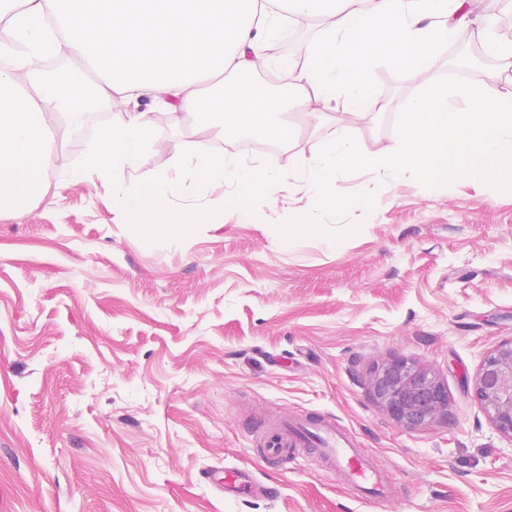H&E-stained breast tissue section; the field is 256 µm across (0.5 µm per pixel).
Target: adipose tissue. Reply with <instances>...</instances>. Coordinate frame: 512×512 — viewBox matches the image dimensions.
Instances as JSON below:
<instances>
[{"label": "adipose tissue", "instance_id": "adipose-tissue-1", "mask_svg": "<svg viewBox=\"0 0 512 512\" xmlns=\"http://www.w3.org/2000/svg\"><path fill=\"white\" fill-rule=\"evenodd\" d=\"M58 0H0V54L23 46L15 70L0 69V213L19 211L41 197L53 162L50 122L68 126L91 102L147 96L172 112L197 116L215 135L250 131L290 146L293 110L316 122L337 113L336 128L300 176L312 201L354 202L346 186L351 168L394 173L408 167L426 180L497 179L512 183V96L494 83L464 90L432 88L407 106L398 141L383 152L361 149L344 115L362 105L389 108L378 97L367 67L375 59L423 69L444 54L457 25L467 22L473 0H91L64 22L49 23ZM322 19L306 63L285 62L286 98L249 90L204 94L203 81L270 67L266 42L282 21ZM66 52L97 79L93 96L81 84L47 77L42 63ZM151 120L133 112L107 127L98 148L62 174L69 181L94 171L112 184V203L145 218L163 235L182 232L193 219L173 206V181L156 180L148 193L132 188L148 163ZM201 184L223 182L258 188L270 207L279 201L281 173L227 155L214 162L197 155Z\"/></svg>", "mask_w": 512, "mask_h": 512}]
</instances>
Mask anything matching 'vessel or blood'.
I'll use <instances>...</instances> for the list:
<instances>
[{"label":"vessel or blood","instance_id":"obj_1","mask_svg":"<svg viewBox=\"0 0 512 512\" xmlns=\"http://www.w3.org/2000/svg\"><path fill=\"white\" fill-rule=\"evenodd\" d=\"M290 448H309L325 463L338 479L356 493L360 501H375L390 497L391 482L383 470L363 450L355 438L338 425L335 419H303L288 416L270 428L262 441L265 459H280ZM217 484L221 492L235 494L248 491L257 496L267 490L253 481L242 469H224Z\"/></svg>","mask_w":512,"mask_h":512}]
</instances>
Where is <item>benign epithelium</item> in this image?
Listing matches in <instances>:
<instances>
[{"label":"benign epithelium","instance_id":"7a95c632","mask_svg":"<svg viewBox=\"0 0 512 512\" xmlns=\"http://www.w3.org/2000/svg\"><path fill=\"white\" fill-rule=\"evenodd\" d=\"M370 386L377 402L400 427L423 429L448 418V389L427 366L393 359L374 371ZM472 393L494 429L512 442V339L484 357Z\"/></svg>","mask_w":512,"mask_h":512}]
</instances>
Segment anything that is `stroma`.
<instances>
[{
	"label": "stroma",
	"mask_w": 512,
	"mask_h": 512,
	"mask_svg": "<svg viewBox=\"0 0 512 512\" xmlns=\"http://www.w3.org/2000/svg\"><path fill=\"white\" fill-rule=\"evenodd\" d=\"M375 61L385 112L359 109L352 138L378 152L398 139L407 103L435 81L512 89L501 59L448 77ZM150 113L152 151L135 180L177 182L217 221L180 242L112 207L95 175L60 185L89 155L84 135L55 153L44 198L0 215V512H512V442L467 393L484 355L512 338V187L427 182L411 170L350 171L354 206L308 205L292 179L332 131L289 121L293 148L270 154L174 118L149 99L115 102L112 124ZM287 173L276 208L225 184L199 187L179 164L198 142ZM323 234L279 241L296 216ZM404 358L448 388V417L399 428L373 398L382 364ZM325 415L351 431L392 480L359 502L305 455L264 459L260 421ZM240 467L270 498L227 496L207 474Z\"/></svg>",
	"instance_id": "obj_1"
}]
</instances>
